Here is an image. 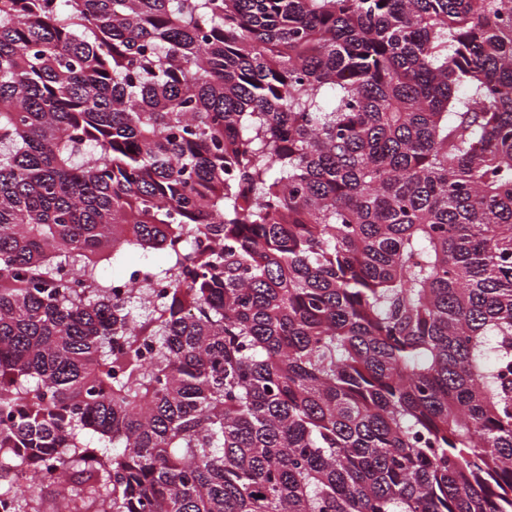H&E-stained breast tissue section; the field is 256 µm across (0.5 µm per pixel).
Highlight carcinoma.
<instances>
[{"instance_id": "cac0c4a2", "label": "carcinoma", "mask_w": 512, "mask_h": 512, "mask_svg": "<svg viewBox=\"0 0 512 512\" xmlns=\"http://www.w3.org/2000/svg\"><path fill=\"white\" fill-rule=\"evenodd\" d=\"M0 512H512V0H0ZM125 269L122 266H106L103 268V275L111 279V287L115 289H119L120 291H125L127 288H130L131 285L136 284L140 281L146 274L144 271L139 270L135 273L131 272L119 278H113L120 276L124 273ZM113 278V279H112Z\"/></svg>"}]
</instances>
